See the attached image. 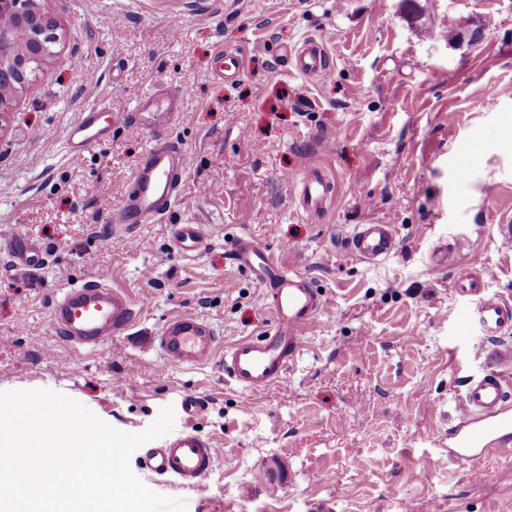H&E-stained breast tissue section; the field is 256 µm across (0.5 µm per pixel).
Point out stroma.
Returning <instances> with one entry per match:
<instances>
[{
  "instance_id": "35a3bbf8",
  "label": "stroma",
  "mask_w": 512,
  "mask_h": 512,
  "mask_svg": "<svg viewBox=\"0 0 512 512\" xmlns=\"http://www.w3.org/2000/svg\"><path fill=\"white\" fill-rule=\"evenodd\" d=\"M60 40L0 128V241H38L31 273L0 255V391L49 389L108 425L146 430L182 401L205 405L201 435L223 450L203 492L150 482L203 512H512V448L476 469L448 459L443 411L495 347L461 317L457 278L480 257L487 294L512 302V0H41ZM479 45H449L448 20ZM322 39L332 74L309 80L282 51ZM238 56L224 79L217 50ZM182 116L163 131L188 168L164 217L115 231L132 175L154 142L136 123L81 163L65 134L80 112L137 111L157 90ZM311 166L335 181L323 211L290 182ZM176 224L211 234L178 254ZM359 224L394 225L397 252L373 265L344 249ZM279 253L327 301L285 381L256 393L219 362L167 361L154 339L176 313L208 319L221 346L265 335L263 288L231 257L241 236ZM108 273L136 301L123 336L94 351L54 333L65 285Z\"/></svg>"
}]
</instances>
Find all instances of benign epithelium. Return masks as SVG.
<instances>
[{"mask_svg":"<svg viewBox=\"0 0 512 512\" xmlns=\"http://www.w3.org/2000/svg\"><path fill=\"white\" fill-rule=\"evenodd\" d=\"M9 20L24 33L15 46L8 30L0 25V121L11 110L22 90L53 55L60 40L58 22L44 12L38 0H0V21Z\"/></svg>","mask_w":512,"mask_h":512,"instance_id":"benign-epithelium-1","label":"benign epithelium"}]
</instances>
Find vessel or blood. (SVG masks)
I'll list each match as a JSON object with an SVG mask.
<instances>
[{
  "mask_svg": "<svg viewBox=\"0 0 512 512\" xmlns=\"http://www.w3.org/2000/svg\"><path fill=\"white\" fill-rule=\"evenodd\" d=\"M289 55L299 75L325 78L331 73L329 53L319 40H306ZM178 117L176 98L165 91L146 100L139 111L126 115L93 107L83 111L68 129L67 154L72 162L81 161L86 152L109 139L113 124L123 120L157 131ZM186 171L183 151L174 143L156 141L134 171L115 224L128 227L162 218L175 201ZM298 183L302 206L307 210L321 208L334 192L333 182L317 169L304 172ZM209 241L198 224H179L173 230V247L185 256L203 252ZM397 248L396 230L391 224L357 225L347 241L348 252L370 264L388 259ZM0 253L13 265L31 271L40 270L46 261L41 245L21 239L0 245ZM233 258L253 271L264 288L263 300L274 316L266 335L240 339L222 350L211 322L198 315L175 314L163 325L157 343L169 362L182 366H205L216 353H223L225 373L238 386L261 392L284 381L288 367L305 346L306 334L315 329L325 299L307 275L291 268L289 250L275 255L250 238L240 237L234 242ZM455 290L476 300L465 317L466 324L479 327L483 335L492 338L512 330V303L485 295L482 278H460ZM135 314L132 297L112 287L104 275L59 289L50 309L55 333L73 347L91 350L127 332ZM447 436L449 459L469 467L479 465L492 450L512 446V377L492 370L468 378ZM219 453L210 439L188 426L160 447L146 449L140 466L145 473L170 484L200 491Z\"/></svg>",
  "mask_w": 512,
  "mask_h": 512,
  "instance_id": "vessel-or-blood-1",
  "label": "vessel or blood"
}]
</instances>
